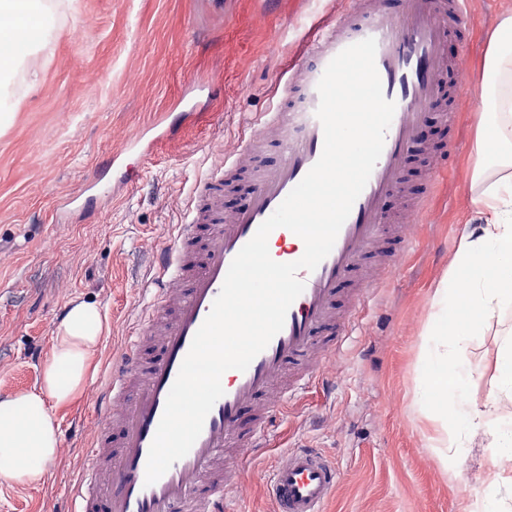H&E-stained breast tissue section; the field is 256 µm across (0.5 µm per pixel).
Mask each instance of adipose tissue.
Masks as SVG:
<instances>
[{"label": "adipose tissue", "instance_id": "1", "mask_svg": "<svg viewBox=\"0 0 512 512\" xmlns=\"http://www.w3.org/2000/svg\"><path fill=\"white\" fill-rule=\"evenodd\" d=\"M50 21L42 0H0V46L39 38ZM512 71V12L486 35L481 64L482 98L493 115L481 122L475 139L473 182L482 186L473 203L483 227L463 234L447 275L436 287L418 398L426 416L437 417L429 441L435 448L456 447L461 434L488 436L493 456L512 457V345L503 346L493 364L485 398L466 393L459 367L467 341L482 335L499 308L512 305V91L500 87ZM106 331L101 309L73 298L52 337L51 357L41 383L32 390L0 398V484L39 481L61 455L62 433L56 412L82 399ZM512 500V468L499 466L484 478L480 495L467 512H504Z\"/></svg>", "mask_w": 512, "mask_h": 512}]
</instances>
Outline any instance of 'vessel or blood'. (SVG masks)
Segmentation results:
<instances>
[{"instance_id":"obj_1","label":"vessel or blood","mask_w":512,"mask_h":512,"mask_svg":"<svg viewBox=\"0 0 512 512\" xmlns=\"http://www.w3.org/2000/svg\"><path fill=\"white\" fill-rule=\"evenodd\" d=\"M348 3L344 13L322 21L305 61L289 69L275 111L257 121L233 150L220 151L216 167L223 178L197 189L188 223L178 225L157 253L156 304L140 331L110 356L108 384L94 403L104 431L82 451V476L64 512H224L228 501L243 496L240 473L265 447L274 414L284 409L289 394L320 378L335 356L324 331L350 332L410 249L413 226L424 221L427 209L422 192L405 188L403 175L424 113L442 97L466 93L461 82L441 92L437 74L447 66L445 34L466 18L470 0H402L397 11L385 10L379 0ZM368 37L377 41L384 96L396 105L382 154L330 254L314 271H299L305 289L283 329L246 371L223 374L224 394L189 453L146 484L148 453L168 393L232 260L322 154L317 84L340 51ZM238 177L249 178L253 190L228 212L223 182ZM393 193L407 203L398 224L385 209ZM293 237L283 227L271 232L273 260L301 258ZM290 363L299 370L286 393H278ZM339 478L336 466L317 450H288L275 461L270 478L277 512H324Z\"/></svg>"}]
</instances>
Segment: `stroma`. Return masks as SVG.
<instances>
[{
    "label": "stroma",
    "mask_w": 512,
    "mask_h": 512,
    "mask_svg": "<svg viewBox=\"0 0 512 512\" xmlns=\"http://www.w3.org/2000/svg\"><path fill=\"white\" fill-rule=\"evenodd\" d=\"M74 0L54 12L44 38L19 45L0 68V397L39 385L53 331L75 297L100 306L107 330L92 384H105L114 347L135 332L151 295L153 251L185 223L218 147L248 137L273 111L279 81L316 21L342 0ZM512 0H473L472 14L446 39L449 58L465 56L467 93L455 128L428 112L417 135L444 151L425 222L413 249L345 337L321 380L291 396L265 455L246 468L244 498L230 512H275L270 473L276 457L308 442L340 471L326 512H466L495 462L484 437L464 441L448 469L427 440L434 428L414 402L435 285L465 232H478L471 199L474 129L484 110L472 69L483 37ZM168 116L173 135L149 158L130 150L132 180L112 171V150ZM459 146L449 151V138ZM95 180L118 193L87 202L69 223L58 198ZM512 331V307L466 345L470 392L485 396L483 364ZM62 454L28 487L0 486V512H57L81 469L80 450L101 421L90 399L59 414Z\"/></svg>",
    "instance_id": "1"
}]
</instances>
